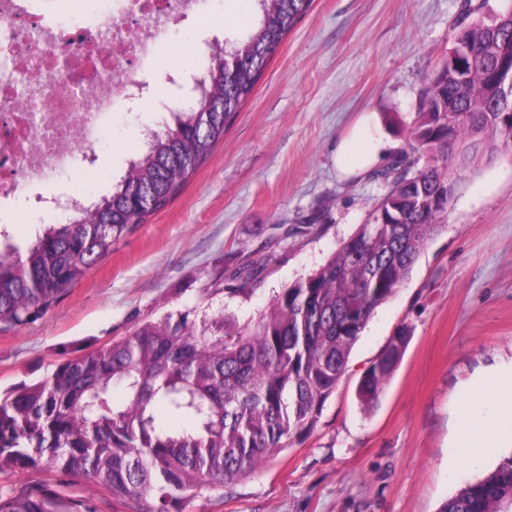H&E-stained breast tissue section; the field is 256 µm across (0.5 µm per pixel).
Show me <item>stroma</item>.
Masks as SVG:
<instances>
[{
	"instance_id": "1",
	"label": "stroma",
	"mask_w": 512,
	"mask_h": 512,
	"mask_svg": "<svg viewBox=\"0 0 512 512\" xmlns=\"http://www.w3.org/2000/svg\"><path fill=\"white\" fill-rule=\"evenodd\" d=\"M466 0H314L210 157L178 196L137 224L112 252L36 321L0 325V387L45 376L138 325L164 316L195 326L257 316L289 284L312 273L363 223L381 189L341 179L336 144L364 111L404 146L427 78L454 45ZM255 20L236 0H208L178 19L181 69ZM145 89L112 117L97 150V192L123 175L141 130L174 105L163 67H136ZM249 266L239 293L202 286ZM410 342L377 407L356 388L399 327ZM512 363V151L468 174L448 222L428 242L408 282L379 306L315 429L254 476L187 502L183 512H438L512 451V424L496 445L460 459L458 417L471 386ZM49 483L89 498L98 512H131L84 478L31 469L0 474V493Z\"/></svg>"
}]
</instances>
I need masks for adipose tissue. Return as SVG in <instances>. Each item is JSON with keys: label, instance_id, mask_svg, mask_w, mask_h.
I'll list each match as a JSON object with an SVG mask.
<instances>
[{"label": "adipose tissue", "instance_id": "1", "mask_svg": "<svg viewBox=\"0 0 512 512\" xmlns=\"http://www.w3.org/2000/svg\"><path fill=\"white\" fill-rule=\"evenodd\" d=\"M392 148V143L379 133L372 114L363 113L336 145V168L344 179H360L382 163ZM474 399V404L465 405L461 414L462 445L469 449L488 448L494 433L487 423L481 422L477 405L495 400L504 415L512 417V366L498 371L477 388Z\"/></svg>", "mask_w": 512, "mask_h": 512}]
</instances>
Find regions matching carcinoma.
<instances>
[{
    "mask_svg": "<svg viewBox=\"0 0 512 512\" xmlns=\"http://www.w3.org/2000/svg\"><path fill=\"white\" fill-rule=\"evenodd\" d=\"M255 2L254 25L206 58L191 104L173 114L177 139L151 132L112 193L40 229L25 252L0 249V323L42 315L133 225L165 209L208 159L313 4ZM456 41L462 56L446 57L430 79L405 149L382 173L383 193L318 270L242 326L226 331L222 317L211 331L185 318L148 321L0 393V473L77 475L133 512H182L186 501L255 474L310 433L373 313L447 222L462 175L512 147L496 79L498 68L512 67V2L461 26ZM407 341L404 326L361 376L363 410L377 403ZM115 388L124 395L119 403ZM0 512L98 510L43 484L0 495ZM439 512H512V453Z\"/></svg>",
    "mask_w": 512,
    "mask_h": 512,
    "instance_id": "carcinoma-1",
    "label": "carcinoma"
}]
</instances>
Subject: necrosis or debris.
<instances>
[{"mask_svg":"<svg viewBox=\"0 0 512 512\" xmlns=\"http://www.w3.org/2000/svg\"><path fill=\"white\" fill-rule=\"evenodd\" d=\"M91 14L61 6L49 28L19 21L22 0H0V199L20 201L26 181L69 182L41 211L63 224L89 205L94 188L81 156L112 129L120 98L138 86L134 67L156 61L176 36L174 22L205 0H97ZM59 75L60 85L46 77Z\"/></svg>","mask_w":512,"mask_h":512,"instance_id":"necrosis-or-debris-1","label":"necrosis or debris"}]
</instances>
